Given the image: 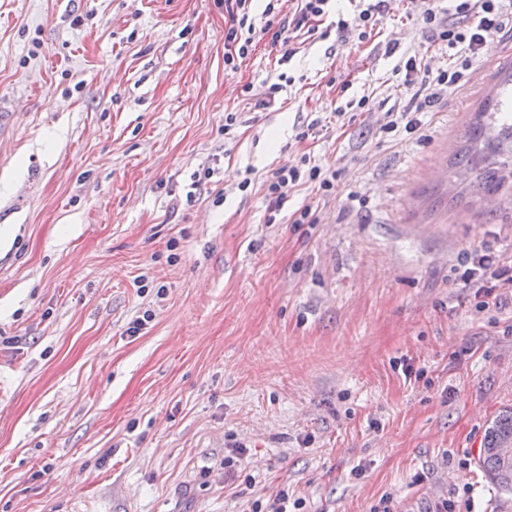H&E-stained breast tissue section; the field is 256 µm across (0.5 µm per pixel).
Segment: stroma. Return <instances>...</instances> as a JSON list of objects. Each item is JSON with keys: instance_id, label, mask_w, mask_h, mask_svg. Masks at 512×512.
<instances>
[{"instance_id": "35a3bbf8", "label": "stroma", "mask_w": 512, "mask_h": 512, "mask_svg": "<svg viewBox=\"0 0 512 512\" xmlns=\"http://www.w3.org/2000/svg\"><path fill=\"white\" fill-rule=\"evenodd\" d=\"M351 11L233 71L224 0H0V512H512L479 464L512 409V288L469 276L512 264V201L448 166L512 34L387 134L419 89L399 61L448 52L410 0L343 43ZM305 155L333 190L271 211L264 179Z\"/></svg>"}]
</instances>
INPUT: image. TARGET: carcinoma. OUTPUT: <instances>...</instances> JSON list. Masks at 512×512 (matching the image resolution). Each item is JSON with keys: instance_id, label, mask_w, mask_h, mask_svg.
Listing matches in <instances>:
<instances>
[{"instance_id": "cac0c4a2", "label": "carcinoma", "mask_w": 512, "mask_h": 512, "mask_svg": "<svg viewBox=\"0 0 512 512\" xmlns=\"http://www.w3.org/2000/svg\"><path fill=\"white\" fill-rule=\"evenodd\" d=\"M458 156L459 172L479 194L512 189V113L499 111L493 100H487L467 130ZM506 439L512 440V411L497 417L488 428L479 463L502 488L512 491V459L496 452Z\"/></svg>"}]
</instances>
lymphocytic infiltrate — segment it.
I'll list each match as a JSON object with an SVG mask.
<instances>
[{
  "label": "lymphocytic infiltrate",
  "mask_w": 512,
  "mask_h": 512,
  "mask_svg": "<svg viewBox=\"0 0 512 512\" xmlns=\"http://www.w3.org/2000/svg\"><path fill=\"white\" fill-rule=\"evenodd\" d=\"M251 0H234L238 14L224 34V64L237 69L247 58L253 43L263 38L279 42L282 31L276 30L272 20L273 0H268L263 14L265 22L256 25L249 20ZM418 16L433 41L452 50L451 62L437 71H430L423 54L409 56L404 64L407 75L422 79L423 90L414 94L412 103L404 111L393 113L386 124V132L405 129L414 132L420 113L431 111L449 88L464 83L475 59L498 43L506 31V20L512 15V0H457L443 9L435 0H416ZM336 174L303 156L300 165L273 169L266 178L267 195L274 207H282L289 193L298 186L316 189L327 194L334 187Z\"/></svg>",
  "instance_id": "obj_1"
}]
</instances>
